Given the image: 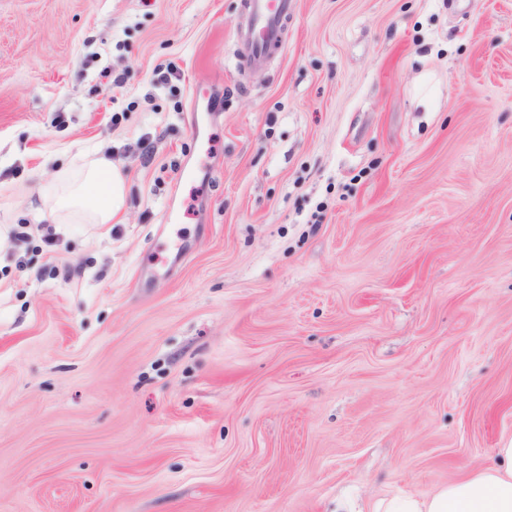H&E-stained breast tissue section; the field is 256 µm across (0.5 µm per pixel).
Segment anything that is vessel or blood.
I'll use <instances>...</instances> for the list:
<instances>
[{
	"label": "vessel or blood",
	"mask_w": 512,
	"mask_h": 512,
	"mask_svg": "<svg viewBox=\"0 0 512 512\" xmlns=\"http://www.w3.org/2000/svg\"><path fill=\"white\" fill-rule=\"evenodd\" d=\"M291 10L292 0H245V20L236 27L238 61L258 68L281 49L283 25Z\"/></svg>",
	"instance_id": "obj_1"
}]
</instances>
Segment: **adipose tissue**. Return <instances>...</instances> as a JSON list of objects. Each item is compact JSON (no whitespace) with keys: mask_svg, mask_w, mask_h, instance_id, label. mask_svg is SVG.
<instances>
[{"mask_svg":"<svg viewBox=\"0 0 512 512\" xmlns=\"http://www.w3.org/2000/svg\"><path fill=\"white\" fill-rule=\"evenodd\" d=\"M126 178L100 153L59 171L40 187L35 211L55 224H108L125 205ZM369 512H512V444L496 449L490 466L424 497L398 493Z\"/></svg>","mask_w":512,"mask_h":512,"instance_id":"ef3b65f1","label":"adipose tissue"}]
</instances>
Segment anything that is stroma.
Segmentation results:
<instances>
[{"label": "stroma", "instance_id": "1", "mask_svg": "<svg viewBox=\"0 0 512 512\" xmlns=\"http://www.w3.org/2000/svg\"><path fill=\"white\" fill-rule=\"evenodd\" d=\"M293 2L245 70L242 0H0V512H367L512 442V0ZM92 147L123 210L36 221Z\"/></svg>", "mask_w": 512, "mask_h": 512}]
</instances>
